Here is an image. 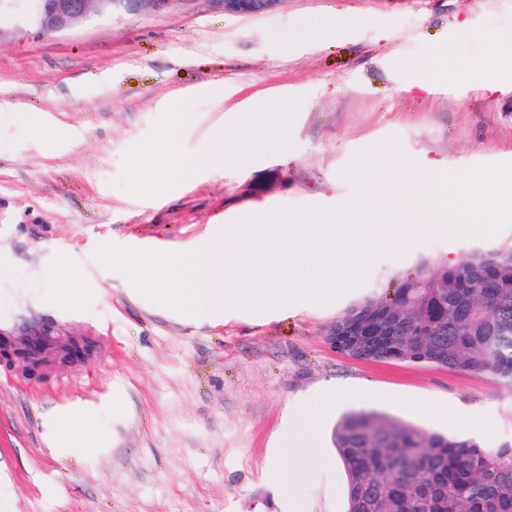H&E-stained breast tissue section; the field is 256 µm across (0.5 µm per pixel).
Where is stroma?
Listing matches in <instances>:
<instances>
[{"label": "stroma", "mask_w": 512, "mask_h": 512, "mask_svg": "<svg viewBox=\"0 0 512 512\" xmlns=\"http://www.w3.org/2000/svg\"><path fill=\"white\" fill-rule=\"evenodd\" d=\"M339 17L353 18L348 34L327 36ZM511 39L512 0H281L258 15L170 0L55 36L0 21V340L42 329L94 343L78 363L49 360L43 381L0 364L8 512H292L288 411L330 385L375 396L324 403L325 458L299 489L317 512L343 508L332 431L348 411L458 436L473 419L482 446L511 443L512 389L494 377L353 359L329 331L417 268L512 243V228L411 240L336 298L315 287L266 315L161 308L95 257L102 244L205 250L254 208L339 207L357 190L345 170L371 146L440 173L512 163V74L492 92L469 67L497 66L496 41ZM247 105L270 126L290 112L287 152L187 178L157 169L161 193L137 192L138 162L167 135L196 156ZM64 288L80 289L79 307L59 303ZM69 413L94 441L57 439Z\"/></svg>", "instance_id": "35a3bbf8"}]
</instances>
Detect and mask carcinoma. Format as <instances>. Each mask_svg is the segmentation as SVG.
<instances>
[{"instance_id":"1","label":"carcinoma","mask_w":512,"mask_h":512,"mask_svg":"<svg viewBox=\"0 0 512 512\" xmlns=\"http://www.w3.org/2000/svg\"><path fill=\"white\" fill-rule=\"evenodd\" d=\"M398 307V336L345 354L489 374L512 388V245L435 265L336 319ZM347 476V512H512V444L429 432L374 411L342 415L333 430Z\"/></svg>"}]
</instances>
